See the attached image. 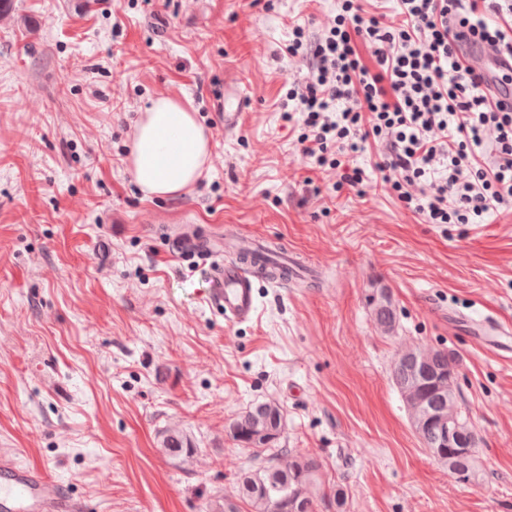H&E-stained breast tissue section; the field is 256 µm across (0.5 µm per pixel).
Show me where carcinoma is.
I'll return each mask as SVG.
<instances>
[{
  "label": "carcinoma",
  "instance_id": "cac0c4a2",
  "mask_svg": "<svg viewBox=\"0 0 512 512\" xmlns=\"http://www.w3.org/2000/svg\"><path fill=\"white\" fill-rule=\"evenodd\" d=\"M265 263L257 272L272 276L290 275V269L278 265L280 247L265 245ZM374 320L383 331H394L396 317L388 294L370 298ZM457 367L455 357L446 349H428L414 345L394 362L391 381L407 405L410 419L421 443L448 472L464 482L475 475V448L480 437L469 418L457 405ZM283 422V412L274 402L250 405L233 421L230 433L245 448L261 453L274 446ZM453 431L459 439L454 448L435 444L440 426ZM320 463L307 455L288 454L273 469L259 467L242 480V497L249 512H315L316 497L310 490Z\"/></svg>",
  "mask_w": 512,
  "mask_h": 512
}]
</instances>
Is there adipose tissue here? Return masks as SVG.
<instances>
[{
    "mask_svg": "<svg viewBox=\"0 0 512 512\" xmlns=\"http://www.w3.org/2000/svg\"><path fill=\"white\" fill-rule=\"evenodd\" d=\"M210 156V137L195 112L173 97H158L141 113L129 170L141 192L169 197L192 188Z\"/></svg>",
    "mask_w": 512,
    "mask_h": 512,
    "instance_id": "obj_1",
    "label": "adipose tissue"
}]
</instances>
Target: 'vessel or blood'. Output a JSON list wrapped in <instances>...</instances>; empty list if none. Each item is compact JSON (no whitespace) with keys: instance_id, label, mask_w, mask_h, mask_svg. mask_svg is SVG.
<instances>
[{"instance_id":"1","label":"vessel or blood","mask_w":512,"mask_h":512,"mask_svg":"<svg viewBox=\"0 0 512 512\" xmlns=\"http://www.w3.org/2000/svg\"><path fill=\"white\" fill-rule=\"evenodd\" d=\"M211 281L208 301L225 320L252 319L257 302L249 266L239 259L224 262L214 270ZM478 333L477 342L485 350L502 357L512 355V346L505 341L508 330L495 317L484 316ZM0 512H83V506L45 470L21 467L4 457L0 459Z\"/></svg>"}]
</instances>
